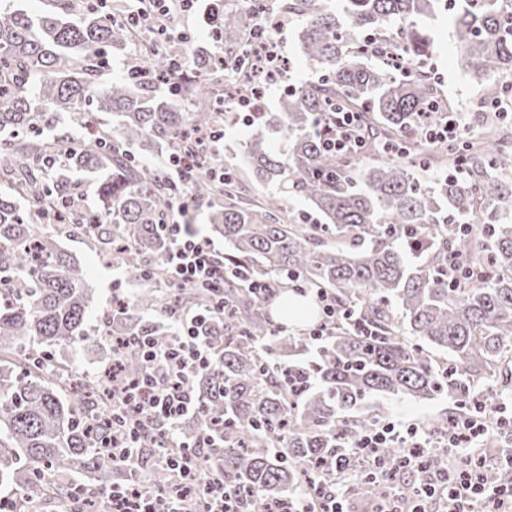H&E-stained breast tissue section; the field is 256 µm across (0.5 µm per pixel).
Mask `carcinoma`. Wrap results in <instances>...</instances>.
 Returning <instances> with one entry per match:
<instances>
[{
	"label": "carcinoma",
	"instance_id": "carcinoma-1",
	"mask_svg": "<svg viewBox=\"0 0 512 512\" xmlns=\"http://www.w3.org/2000/svg\"><path fill=\"white\" fill-rule=\"evenodd\" d=\"M37 13L0 0V505L30 512L39 499L55 512H92L95 493L124 473L156 497L172 471L150 459L164 448L192 445L204 432L215 447L199 449L203 468L239 496L240 512L293 489L314 500L311 479L339 482L341 491L373 502L389 491L367 476L354 441L376 427L392 403L446 404L430 431L448 430L468 399L507 387L512 375V136L503 122L482 121L480 148L450 142L435 159L448 168L464 161L463 178L415 176L427 142L415 113L440 98L432 75L403 68L362 48L358 33L403 61L429 56V31L417 20L446 7L462 72L477 78L488 98L512 87V0H280L297 16L300 51L322 72L296 85L275 112L256 109L244 146L255 183L275 192L247 200L236 169L224 185L196 178L198 194L220 198L207 219L224 237V285L178 287L163 259L168 200L179 192L131 147L192 146L196 127L218 119L216 105L249 95L217 85L181 82L175 96L157 95L176 47H139L140 35L118 5L44 0ZM243 25L224 7V55L200 50L202 74L249 70ZM124 73L100 82L112 52ZM361 114L372 161L323 148L326 113ZM283 135L274 151L267 132ZM53 158L55 164L46 165ZM96 185L93 211L70 206L72 175ZM298 196L318 215L309 224L286 201ZM43 224L71 225L107 247L112 260L147 285L135 298L103 313L94 336L82 268L63 253ZM112 225L109 231L106 225ZM457 266L455 280L448 265ZM260 280L264 287L255 288ZM323 290L345 312L326 335L279 331L268 300L289 287ZM182 308L206 311L197 324L214 366L194 378L197 413L171 436L152 429L126 463L107 455L116 408L102 378L68 363L46 368L49 352L94 347L101 336L171 340L161 319ZM122 373L136 379L145 362L133 348L118 354ZM351 460L354 483L334 471ZM83 478L77 483L75 479Z\"/></svg>",
	"mask_w": 512,
	"mask_h": 512
}]
</instances>
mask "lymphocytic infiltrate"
Here are the masks:
<instances>
[{"instance_id":"obj_1","label":"lymphocytic infiltrate","mask_w":512,"mask_h":512,"mask_svg":"<svg viewBox=\"0 0 512 512\" xmlns=\"http://www.w3.org/2000/svg\"><path fill=\"white\" fill-rule=\"evenodd\" d=\"M195 3L196 0H153L148 11L134 4L125 20L136 28L150 27L166 41L181 15L191 13ZM251 30V79L256 87H273L283 76L280 62L285 43L279 36L280 26L257 16ZM223 139L221 127L195 129L194 148L169 153L171 170L186 185L201 174L217 182L223 181ZM167 229L171 247L164 266L172 282L195 287L223 280L224 255L212 240L176 220L168 224ZM199 318V312L191 309L168 315L166 321L173 336L171 343L165 346L149 338L132 340V347L144 357L146 371L138 380L130 382L120 374L112 376L119 408L118 428L106 446L113 460L127 461L136 439L143 436L150 425L164 423L172 433L194 416L198 402L194 376L213 361L208 345L195 330ZM159 368L164 371L166 383H159L155 377ZM502 432L512 434V411L503 403L486 405L476 396L464 414L448 423L442 443L455 460L448 470L429 467V440L414 425L402 431L394 422H383L358 438L354 446L375 475L393 478L408 469L420 473L416 503L411 512H428L433 502L439 504L440 512H512V480L488 484L483 473L487 460L475 455L478 445ZM400 439L406 441L407 448L398 462L380 458V448ZM165 462L174 471L175 479L163 496L145 497L134 484H115L100 494L102 512H184L185 505L193 500L199 502L203 512H239L238 499L225 491L223 482L198 469L193 454H169Z\"/></svg>"}]
</instances>
